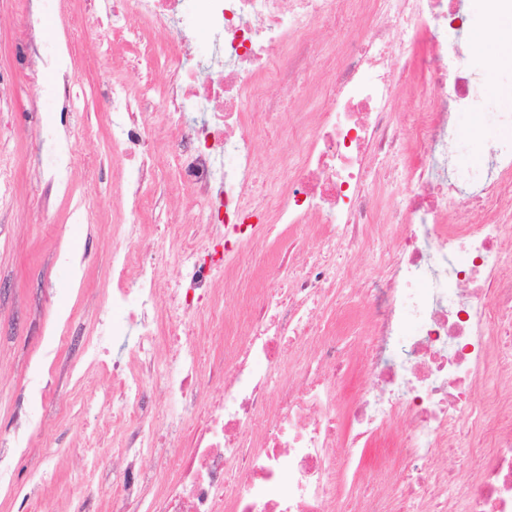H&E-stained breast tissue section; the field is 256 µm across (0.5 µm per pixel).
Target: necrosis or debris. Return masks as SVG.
Returning a JSON list of instances; mask_svg holds the SVG:
<instances>
[{"label":"necrosis or debris","instance_id":"1","mask_svg":"<svg viewBox=\"0 0 512 512\" xmlns=\"http://www.w3.org/2000/svg\"><path fill=\"white\" fill-rule=\"evenodd\" d=\"M185 2L112 3L113 35L137 56L177 33L164 137L185 156L174 190L199 211L148 233L147 114L114 83L129 221L112 227L111 299L127 315L98 319L80 369L109 377L84 396L96 422L83 434L125 480H86L78 498L337 512L345 473L384 447L390 490L349 512H512V114L496 112L467 27L473 15L496 26L512 0H195L191 16ZM201 31L206 55L193 50ZM414 82L419 104L392 112ZM491 111L501 134L463 172L456 152L478 129L454 115ZM277 129L299 152L259 163L255 138ZM278 224L316 225L319 241L282 237L283 282L241 287ZM169 243L177 271L163 277L150 256ZM231 296L240 312L204 351L201 319ZM359 315L369 336L352 356ZM145 452L155 467L142 478Z\"/></svg>","mask_w":512,"mask_h":512}]
</instances>
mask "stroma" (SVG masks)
<instances>
[{"instance_id":"1","label":"stroma","mask_w":512,"mask_h":512,"mask_svg":"<svg viewBox=\"0 0 512 512\" xmlns=\"http://www.w3.org/2000/svg\"><path fill=\"white\" fill-rule=\"evenodd\" d=\"M34 39L38 68L19 69L15 49ZM171 67L166 45L146 60L113 46L97 0H0V166L15 177L0 179V433L30 439L16 458L19 484L34 468L51 478V496L87 475L77 460L85 452L82 426L72 413L52 435L32 419L76 403L66 373L81 347L48 354L41 338L62 330L69 315L84 329L98 316L122 318L105 291L112 280V227L125 221L126 165L112 154V84L133 92L164 86ZM66 146L68 168L57 151ZM175 163L160 153L144 192L160 202L156 224L186 220L185 202L172 201ZM42 366V407H34L26 367Z\"/></svg>"}]
</instances>
